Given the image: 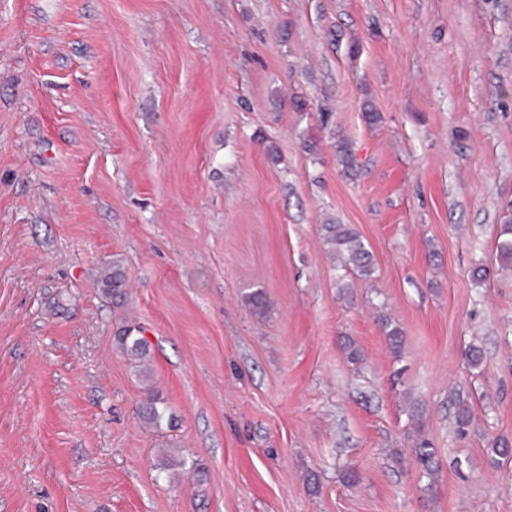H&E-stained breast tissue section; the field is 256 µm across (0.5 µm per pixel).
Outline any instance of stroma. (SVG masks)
I'll use <instances>...</instances> for the list:
<instances>
[{"instance_id": "stroma-1", "label": "stroma", "mask_w": 512, "mask_h": 512, "mask_svg": "<svg viewBox=\"0 0 512 512\" xmlns=\"http://www.w3.org/2000/svg\"><path fill=\"white\" fill-rule=\"evenodd\" d=\"M510 217L512 0H0V512H512ZM323 238L328 252L337 259L343 270L351 269L363 280L371 279L375 271L373 255L359 233L347 224L329 220L322 224ZM105 294L112 296V302H123L127 295V280L120 265L113 264L112 272L106 274L102 279ZM114 344L120 353L138 363L149 361L151 358L149 342L139 326L128 324L117 329ZM167 407L160 392L150 385L144 389V398L137 407V418L143 423L161 428L165 419ZM417 464L422 468L425 475L433 478L438 472V462L436 459L435 448H432L425 439L414 441L413 448L410 449Z\"/></svg>"}]
</instances>
